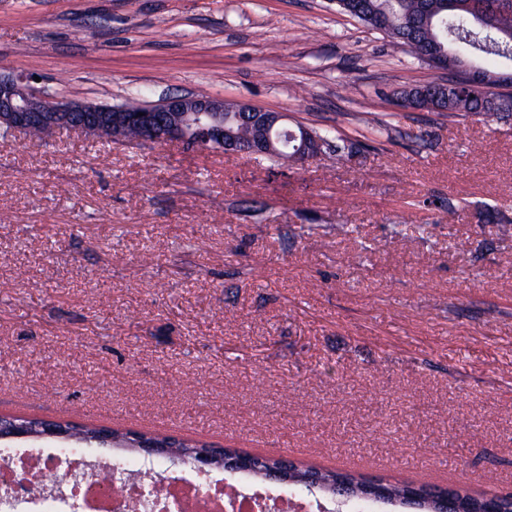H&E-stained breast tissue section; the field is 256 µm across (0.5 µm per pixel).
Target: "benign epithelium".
I'll list each match as a JSON object with an SVG mask.
<instances>
[{"label":"benign epithelium","mask_w":512,"mask_h":512,"mask_svg":"<svg viewBox=\"0 0 512 512\" xmlns=\"http://www.w3.org/2000/svg\"><path fill=\"white\" fill-rule=\"evenodd\" d=\"M244 125L259 136L244 145L236 137L234 125ZM0 126L13 133L38 132L51 136L57 132H74L85 136L109 135L122 139L130 130L139 133L145 142L165 144L181 142L198 147H214L224 152L261 155L266 146L277 142V136L288 133V115L269 112L244 105L230 109L224 100L204 99L185 95L164 97L157 102L135 108L124 104L57 103L51 97L35 91L29 80L0 72ZM24 439L33 442L71 441L80 439L88 444L115 445L133 448L148 456H162L189 462L203 471L222 468L227 472H253L259 469L257 456L222 448L180 450L178 443L149 436L127 434L120 436L106 428L84 433L75 423L64 425L46 419H15L0 414V441ZM265 478L278 485L300 484L308 490L326 485L318 471L301 473L290 461L281 458L262 468ZM360 501L390 502L393 495L379 481H368L358 493L348 484L336 485V502ZM427 500L434 512H498L503 496L457 500L445 489L417 491L401 500L412 508L416 502Z\"/></svg>","instance_id":"benign-epithelium-1"}]
</instances>
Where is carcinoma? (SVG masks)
Here are the masks:
<instances>
[{"instance_id":"carcinoma-1","label":"carcinoma","mask_w":512,"mask_h":512,"mask_svg":"<svg viewBox=\"0 0 512 512\" xmlns=\"http://www.w3.org/2000/svg\"><path fill=\"white\" fill-rule=\"evenodd\" d=\"M448 8V0H430V11L424 14L418 0H364L356 10L353 0H337L339 8L373 30L385 34L391 42L402 45L428 66L441 72L422 85L394 93L402 108L424 110L450 122H463L471 117L485 125L507 122L512 109L503 103L512 101V71L501 68V60L512 62V9L502 7V0H457ZM456 43L484 55L479 81L472 86L458 82L466 74L464 59L452 49ZM362 128L370 131L389 129L375 112H361L356 117ZM310 141L324 145V153L358 152L364 144L343 138L331 128L309 127ZM301 141L291 142L288 149L264 156L273 165L297 162ZM475 207L478 219L499 226L501 239L512 240V214L506 209L487 204L472 205L464 199H448L446 212L454 217L460 210Z\"/></svg>"}]
</instances>
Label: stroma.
Returning <instances> with one entry per match:
<instances>
[{"label": "stroma", "mask_w": 512, "mask_h": 512, "mask_svg": "<svg viewBox=\"0 0 512 512\" xmlns=\"http://www.w3.org/2000/svg\"><path fill=\"white\" fill-rule=\"evenodd\" d=\"M0 72L418 136L292 167L0 137V413L512 492V241L472 209L512 205V121L394 105L434 71L336 0H0Z\"/></svg>", "instance_id": "stroma-1"}]
</instances>
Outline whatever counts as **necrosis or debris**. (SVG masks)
I'll return each mask as SVG.
<instances>
[{
    "mask_svg": "<svg viewBox=\"0 0 512 512\" xmlns=\"http://www.w3.org/2000/svg\"><path fill=\"white\" fill-rule=\"evenodd\" d=\"M109 461L79 448H0V512H172L177 495L186 512H226L225 484L209 474H162L157 466L132 461L125 476L110 479ZM165 493L141 508L146 483ZM239 512H315L313 507L262 485H237Z\"/></svg>",
    "mask_w": 512,
    "mask_h": 512,
    "instance_id": "1",
    "label": "necrosis or debris"
}]
</instances>
